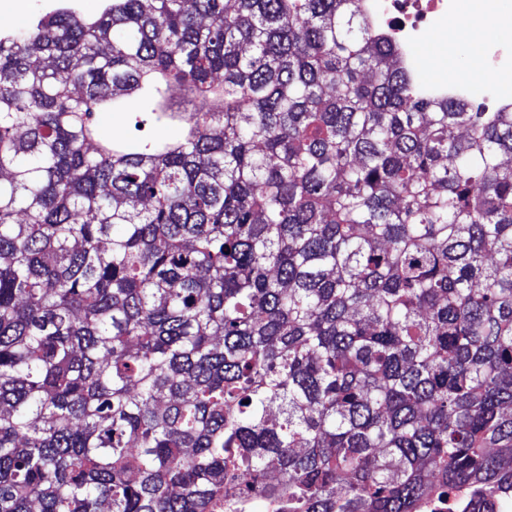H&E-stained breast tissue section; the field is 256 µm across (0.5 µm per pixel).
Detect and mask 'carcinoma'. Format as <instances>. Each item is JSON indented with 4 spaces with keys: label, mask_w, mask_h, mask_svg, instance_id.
<instances>
[{
    "label": "carcinoma",
    "mask_w": 512,
    "mask_h": 512,
    "mask_svg": "<svg viewBox=\"0 0 512 512\" xmlns=\"http://www.w3.org/2000/svg\"><path fill=\"white\" fill-rule=\"evenodd\" d=\"M481 505L512 512V111L415 93L360 0L0 28V512Z\"/></svg>",
    "instance_id": "1"
}]
</instances>
